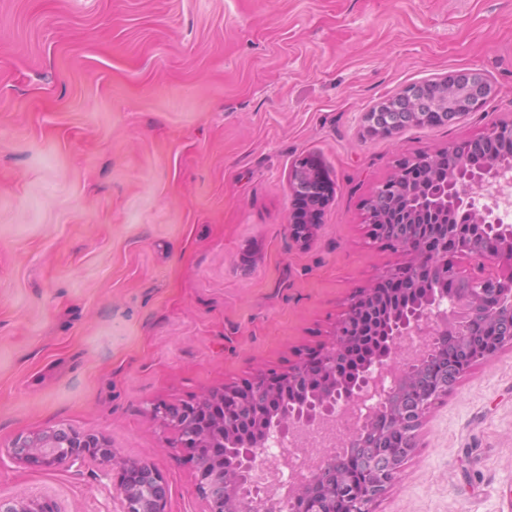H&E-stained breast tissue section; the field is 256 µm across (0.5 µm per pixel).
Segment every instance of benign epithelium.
<instances>
[{
	"instance_id": "obj_1",
	"label": "benign epithelium",
	"mask_w": 512,
	"mask_h": 512,
	"mask_svg": "<svg viewBox=\"0 0 512 512\" xmlns=\"http://www.w3.org/2000/svg\"><path fill=\"white\" fill-rule=\"evenodd\" d=\"M439 86L443 99L435 102L436 111L414 113L424 124L459 119L465 113L449 111L454 101L466 97L480 101L493 91V85L478 72L448 75ZM484 138L512 142V121L491 125ZM444 159L448 160V181L442 190L445 210L467 211L473 223L484 230V240L477 243L473 237L459 233L456 225L445 224L436 237L421 245L413 240L398 242V248L412 255V259L404 266L383 273L381 281L404 282L424 272L432 277L438 270L441 278L414 305L403 312H395L387 324L380 326L376 334L379 345L356 377L348 379L337 369V362L348 349L344 326L351 319L352 309L349 308L336 323L333 335L284 373L260 375L242 385H226L219 393H208L178 407L152 406V416L160 430L175 432L183 447L193 448L195 441L208 442L215 437L234 455V473L197 479V490L205 503L204 512H224L221 501H235L246 495L255 501L259 499V488L270 495L278 493L287 502L296 501L334 462L333 449L356 439L386 415L406 429L410 442L403 455L387 469L374 474L368 496L353 501L350 506V512H374L373 505L385 494L402 464L415 453L414 434L423 416L453 385L445 383L425 396L406 418L390 411L394 396L408 384L422 363L447 343L448 334L464 338L480 323H489L500 312L512 313V224L504 223L500 217L498 201L477 206V199L488 189L508 196V190L512 189V161L492 154L483 165L474 166L464 144L436 155H417L403 160L400 165L408 171L419 162L440 163ZM288 179L294 202L311 206L310 212L301 218L293 217L289 224L291 237L306 246L320 223L319 207L328 199L331 182L322 163L308 159L297 162ZM450 252L466 253L474 261L473 271L465 277L463 288H448V282L462 278L459 269L448 263ZM489 257L498 261L499 271L486 272L484 260ZM280 381H287L303 392L304 404L294 406L286 414L279 408L272 411L260 420V434L250 437L244 430L252 421L249 406L252 395L260 384L273 385ZM346 417L353 418L355 426L332 447L314 450V470L303 474L289 467L288 451L283 448L285 442L327 430ZM60 432L61 429L56 428L20 435L9 445L10 452L18 459L37 462L47 469L63 463L112 459L110 445L93 434L84 436L79 443L74 440L65 443L69 452L59 451ZM124 467L136 470L144 486H120L121 512H167L168 491L153 465L139 459L125 461ZM48 506L52 507V512H68L63 505L44 497L0 498V512H44Z\"/></svg>"
}]
</instances>
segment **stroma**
Instances as JSON below:
<instances>
[{
    "label": "stroma",
    "mask_w": 512,
    "mask_h": 512,
    "mask_svg": "<svg viewBox=\"0 0 512 512\" xmlns=\"http://www.w3.org/2000/svg\"><path fill=\"white\" fill-rule=\"evenodd\" d=\"M479 71L465 118L372 128L405 87ZM512 120V0H0V497L120 512L124 461L202 512L173 406L327 341L408 253L365 203L406 157ZM332 182L313 241L288 174ZM64 427L117 463L46 469L18 435ZM374 512H512V345L426 413Z\"/></svg>",
    "instance_id": "1"
}]
</instances>
